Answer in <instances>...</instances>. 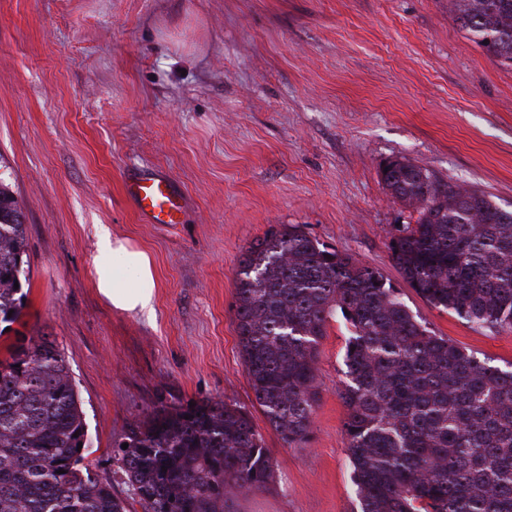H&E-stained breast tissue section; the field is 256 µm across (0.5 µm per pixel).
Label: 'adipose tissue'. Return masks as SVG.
Listing matches in <instances>:
<instances>
[{"label":"adipose tissue","instance_id":"adipose-tissue-1","mask_svg":"<svg viewBox=\"0 0 512 512\" xmlns=\"http://www.w3.org/2000/svg\"><path fill=\"white\" fill-rule=\"evenodd\" d=\"M89 273L100 296L113 309L126 313H152L160 288L154 262L144 249L100 229Z\"/></svg>","mask_w":512,"mask_h":512}]
</instances>
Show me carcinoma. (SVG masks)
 <instances>
[{
    "label": "carcinoma",
    "mask_w": 512,
    "mask_h": 512,
    "mask_svg": "<svg viewBox=\"0 0 512 512\" xmlns=\"http://www.w3.org/2000/svg\"><path fill=\"white\" fill-rule=\"evenodd\" d=\"M448 11L512 65V0H448ZM380 179L417 214L389 243L404 279L440 310L511 330L512 209L406 158L387 162ZM24 256V214L0 181V512H231L233 498L267 487L274 463L249 411L211 398L161 404L130 424L114 445L129 500L93 477L56 339L7 336L26 298ZM236 288L253 405L290 448L310 438L327 324L339 315L349 325L341 397L359 512H512V370L434 334L378 271L299 225L249 243Z\"/></svg>",
    "instance_id": "carcinoma-1"
}]
</instances>
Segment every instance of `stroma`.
<instances>
[{
	"label": "stroma",
	"instance_id": "stroma-1",
	"mask_svg": "<svg viewBox=\"0 0 512 512\" xmlns=\"http://www.w3.org/2000/svg\"><path fill=\"white\" fill-rule=\"evenodd\" d=\"M407 157L512 205V67L492 61L448 0H0V179L26 225L30 270L12 335L55 336L75 379L93 474L129 490L112 444L162 403L250 408L274 461L234 512H355L340 395L349 331L319 345L320 401L306 447L259 409L234 322L241 254L281 224L352 255L412 315L512 368V330L432 306L389 242L409 212L380 168ZM164 171L181 224H142L124 173ZM108 228L153 258L151 314L98 294L88 257Z\"/></svg>",
	"mask_w": 512,
	"mask_h": 512
}]
</instances>
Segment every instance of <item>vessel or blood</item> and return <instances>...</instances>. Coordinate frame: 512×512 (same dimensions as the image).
I'll list each match as a JSON object with an SVG mask.
<instances>
[{
    "instance_id": "1",
    "label": "vessel or blood",
    "mask_w": 512,
    "mask_h": 512,
    "mask_svg": "<svg viewBox=\"0 0 512 512\" xmlns=\"http://www.w3.org/2000/svg\"><path fill=\"white\" fill-rule=\"evenodd\" d=\"M125 198L148 224H179L186 213L183 192L162 172L135 171L124 175Z\"/></svg>"
}]
</instances>
